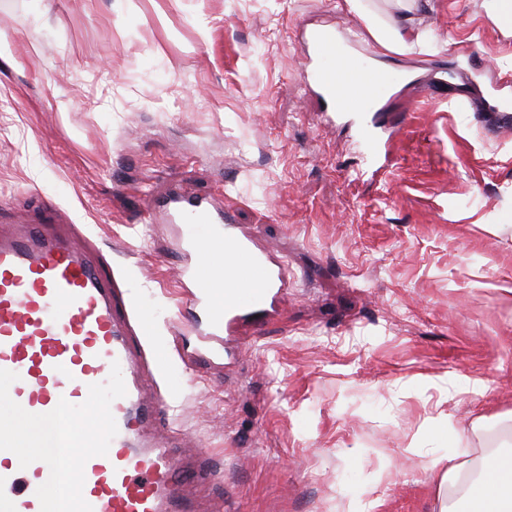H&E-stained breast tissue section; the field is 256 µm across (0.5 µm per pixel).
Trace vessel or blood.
<instances>
[{
  "label": "vessel or blood",
  "mask_w": 512,
  "mask_h": 512,
  "mask_svg": "<svg viewBox=\"0 0 512 512\" xmlns=\"http://www.w3.org/2000/svg\"><path fill=\"white\" fill-rule=\"evenodd\" d=\"M303 85L355 125L378 162L377 117L396 72L373 69L339 46L325 28L306 39ZM178 228L180 284L189 322L223 356L220 341L239 321L274 311L289 283L287 264L261 249L232 210L206 196L175 191L145 216ZM116 280L75 241L73 221L44 205L0 229V512H60L58 475L74 480L72 512H197L187 487L213 481L206 463L180 466L158 424L165 400H146L144 351ZM100 396L103 419L77 434L71 417L90 416ZM29 428H19L15 413Z\"/></svg>",
  "instance_id": "obj_1"
}]
</instances>
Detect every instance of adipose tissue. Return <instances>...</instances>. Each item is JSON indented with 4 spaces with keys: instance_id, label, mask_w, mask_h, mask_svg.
Here are the masks:
<instances>
[{
    "instance_id": "adipose-tissue-1",
    "label": "adipose tissue",
    "mask_w": 512,
    "mask_h": 512,
    "mask_svg": "<svg viewBox=\"0 0 512 512\" xmlns=\"http://www.w3.org/2000/svg\"><path fill=\"white\" fill-rule=\"evenodd\" d=\"M360 12L366 27L382 53L404 52L409 44L425 45L423 35L415 33L410 15H400L386 23L377 14L364 10L361 0H346ZM475 478L459 504L441 505L440 512H512V448H496L474 463Z\"/></svg>"
}]
</instances>
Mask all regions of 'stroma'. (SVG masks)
Masks as SVG:
<instances>
[{
  "instance_id": "obj_1",
  "label": "stroma",
  "mask_w": 512,
  "mask_h": 512,
  "mask_svg": "<svg viewBox=\"0 0 512 512\" xmlns=\"http://www.w3.org/2000/svg\"><path fill=\"white\" fill-rule=\"evenodd\" d=\"M392 165L300 73L302 27L374 40L344 0H0V218L68 212L109 261L161 368L174 428L217 478L203 512H438L435 460L512 444V36L484 0L412 13ZM211 196L288 264L279 315L242 324L231 363L198 356L178 307L182 255L145 212Z\"/></svg>"
}]
</instances>
